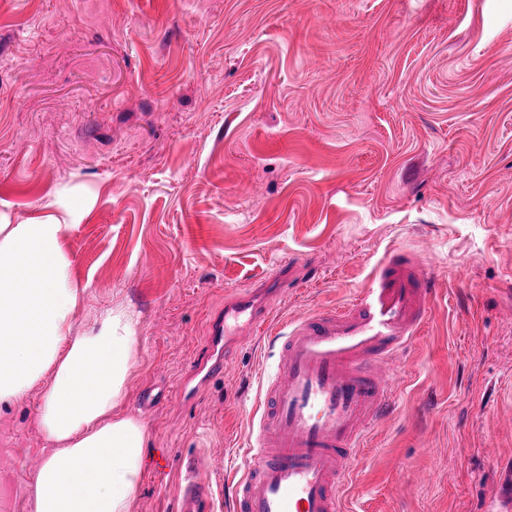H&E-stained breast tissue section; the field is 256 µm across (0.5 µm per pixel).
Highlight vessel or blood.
<instances>
[{
	"label": "vessel or blood",
	"instance_id": "vessel-or-blood-1",
	"mask_svg": "<svg viewBox=\"0 0 512 512\" xmlns=\"http://www.w3.org/2000/svg\"><path fill=\"white\" fill-rule=\"evenodd\" d=\"M437 282L421 258L386 252L348 303L316 309L273 336V376L254 412L253 441L232 481V512H341L369 427L394 406L397 364L420 334ZM254 291L236 290L212 325L211 345L269 327ZM202 460L180 472L178 512H216L221 491L203 481Z\"/></svg>",
	"mask_w": 512,
	"mask_h": 512
}]
</instances>
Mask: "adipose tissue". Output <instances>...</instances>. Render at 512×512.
<instances>
[{"label": "adipose tissue", "mask_w": 512, "mask_h": 512, "mask_svg": "<svg viewBox=\"0 0 512 512\" xmlns=\"http://www.w3.org/2000/svg\"><path fill=\"white\" fill-rule=\"evenodd\" d=\"M82 210L63 188L39 215L0 212V411L45 383L34 419L47 454L30 487L33 512H132L149 436L121 414L139 341L118 306L79 332L74 315L91 293L64 245Z\"/></svg>", "instance_id": "ef3b65f1"}]
</instances>
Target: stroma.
Instances as JSON below:
<instances>
[{"label":"stroma","instance_id":"1","mask_svg":"<svg viewBox=\"0 0 512 512\" xmlns=\"http://www.w3.org/2000/svg\"><path fill=\"white\" fill-rule=\"evenodd\" d=\"M64 185L91 205L65 244L92 284L76 330L138 320L132 512H177L187 455L225 449L200 473L225 481L248 451L267 339L184 386L229 291L284 329L393 246L439 288L347 512H488L512 488V0H0V211ZM39 396L0 414V512H32Z\"/></svg>","mask_w":512,"mask_h":512}]
</instances>
